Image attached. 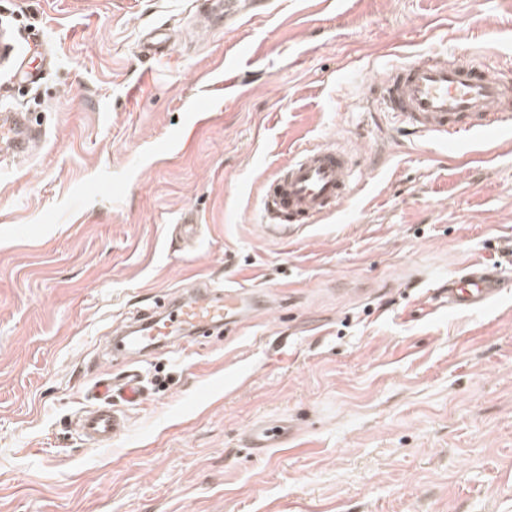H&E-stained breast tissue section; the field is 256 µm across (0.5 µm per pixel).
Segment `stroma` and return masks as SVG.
I'll return each mask as SVG.
<instances>
[{"mask_svg": "<svg viewBox=\"0 0 512 512\" xmlns=\"http://www.w3.org/2000/svg\"><path fill=\"white\" fill-rule=\"evenodd\" d=\"M202 6L0 0L38 75L0 73V112L40 132L0 161V512H512V287L457 314L440 291L474 262L512 278V128L448 148L366 102L420 53L512 84V0H270L230 30ZM305 143L353 152L352 194L266 233L264 185ZM204 281L270 302L108 362L109 336ZM129 367L128 432L86 444L96 382ZM262 421L288 443L257 457ZM150 37L142 41V52L153 57H164L170 51L169 37L162 27L154 28L150 33ZM287 434V423L264 422L250 428L245 434V440L254 454L261 455L283 443Z\"/></svg>", "mask_w": 512, "mask_h": 512, "instance_id": "obj_1", "label": "stroma"}]
</instances>
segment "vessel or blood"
<instances>
[{"label":"vessel or blood","instance_id":"obj_1","mask_svg":"<svg viewBox=\"0 0 512 512\" xmlns=\"http://www.w3.org/2000/svg\"><path fill=\"white\" fill-rule=\"evenodd\" d=\"M266 0H225L224 21L235 26L245 17L265 7ZM142 51L163 57L170 51L169 37L154 28L142 42ZM373 108L388 113L414 132L428 134L448 144L480 133L492 135L504 125H512V86L492 76L480 61L447 62L431 55L412 63L390 68L373 82L368 92ZM35 132L25 113L0 114V155H26ZM353 156L334 145L301 147L272 177L264 198L267 227L284 234L299 229L338 209L350 197ZM504 286L494 268L473 263L448 277L445 290L449 311L470 312L496 301ZM253 294L244 287L225 288L222 294L199 302L168 301L144 314L140 326L113 337L112 356L127 357L148 348L167 346L172 339L193 336L198 331L237 323L244 310L253 309ZM95 391L98 402L78 417L85 441L95 447H109L127 431L128 423L112 406L113 395L138 403L144 397L142 380L129 369L122 383L100 380ZM287 423L254 425L245 440L254 454H264L283 443Z\"/></svg>","mask_w":512,"mask_h":512}]
</instances>
